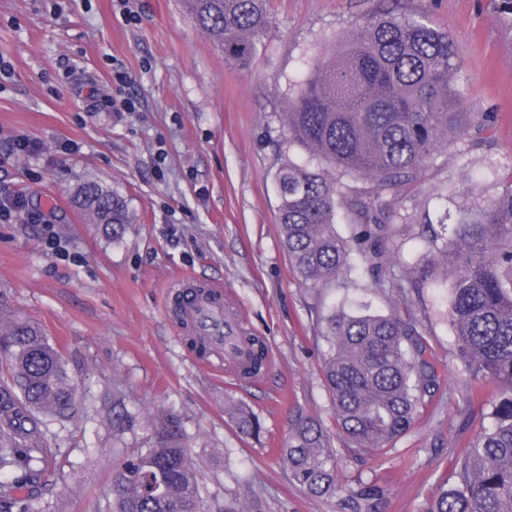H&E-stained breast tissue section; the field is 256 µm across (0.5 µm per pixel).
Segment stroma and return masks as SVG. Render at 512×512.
<instances>
[{
    "instance_id": "1",
    "label": "stroma",
    "mask_w": 512,
    "mask_h": 512,
    "mask_svg": "<svg viewBox=\"0 0 512 512\" xmlns=\"http://www.w3.org/2000/svg\"><path fill=\"white\" fill-rule=\"evenodd\" d=\"M385 7L428 14L447 30L464 92L498 115L485 146L441 156L408 190L393 224L413 264L421 249L411 226L438 214L447 185L472 177L491 195L512 169V0H269L271 28L244 71L225 63L182 0H0L11 71L0 79V189L23 194L52 226L22 216L0 223V290L42 327L78 389V413L46 430L64 512H112L122 462L171 417L202 481L204 512H224L232 492L252 512H357L364 482L385 492L376 512H429L454 484L501 390L478 383L463 410L472 388L443 321L428 338L444 364L440 389L386 456L339 449L342 490L315 497L292 484L279 455L295 415L336 429L321 371L322 308L293 271L277 223L274 174L307 157L283 143L288 82ZM116 69L126 83L113 81ZM111 98L138 109L108 111ZM15 134L41 151L13 153ZM87 181L126 201L132 222L122 238L77 209L74 192ZM186 279L223 285L248 328L266 337L272 358L260 384L238 385L198 362L171 314ZM229 399L259 417L260 438L239 433L224 411Z\"/></svg>"
}]
</instances>
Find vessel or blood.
<instances>
[{"label": "vessel or blood", "instance_id": "obj_1", "mask_svg": "<svg viewBox=\"0 0 512 512\" xmlns=\"http://www.w3.org/2000/svg\"><path fill=\"white\" fill-rule=\"evenodd\" d=\"M182 308L184 320L195 326L209 356L223 362L227 376L237 378L239 368L249 363L248 351L232 343L233 336L241 330L239 314L220 295L186 296Z\"/></svg>", "mask_w": 512, "mask_h": 512}]
</instances>
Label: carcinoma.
<instances>
[{
    "mask_svg": "<svg viewBox=\"0 0 512 512\" xmlns=\"http://www.w3.org/2000/svg\"><path fill=\"white\" fill-rule=\"evenodd\" d=\"M191 22L246 69L270 28L268 0H183ZM460 62L450 36L423 13L379 11L359 31L316 62L292 91L283 113L285 143L310 154L275 176L278 223L292 266L315 300L356 285L366 269L371 288L392 303L387 314H353L331 305L320 316L328 350L322 373L336 414L342 447L360 453L393 447L415 424L439 388L438 359L427 341L433 323L413 306L425 283L445 285L439 312L452 331L455 360L473 381L502 391L491 425L457 462V481L432 512H512V167L497 192L475 181L453 184L437 221L426 218L416 238L423 253L406 267L390 217L407 189L448 151L464 155L487 140L494 112H478L460 89ZM91 224L112 227L119 238L131 216L118 195L86 182L74 195ZM345 211L350 234L336 229ZM235 341L249 348L257 377L265 367V340L245 331ZM0 358L10 367L0 385V512H59L57 471L45 439V419L72 418L76 389L61 354L43 329L9 309L0 291ZM243 434L258 437V416L234 407ZM280 458L291 481L316 496L336 494L337 452L320 419L298 414L288 426ZM359 496H384L366 484ZM202 486L168 421L154 442L128 458L112 481V512H201Z\"/></svg>",
    "mask_w": 512,
    "mask_h": 512,
    "instance_id": "1",
    "label": "carcinoma"
}]
</instances>
